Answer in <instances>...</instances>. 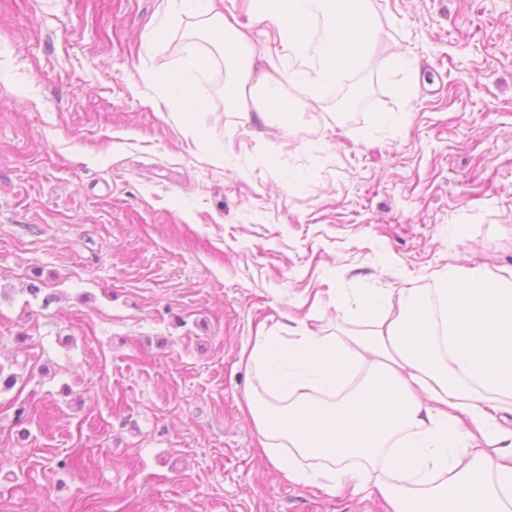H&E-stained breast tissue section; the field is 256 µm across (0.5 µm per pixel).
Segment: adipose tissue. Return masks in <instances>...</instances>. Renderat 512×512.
I'll return each mask as SVG.
<instances>
[{"label":"adipose tissue","instance_id":"ef3b65f1","mask_svg":"<svg viewBox=\"0 0 512 512\" xmlns=\"http://www.w3.org/2000/svg\"><path fill=\"white\" fill-rule=\"evenodd\" d=\"M250 11L274 22L291 51L316 41L319 65L289 74L291 100L220 0H166L165 11L168 24L189 14L215 33L225 104L247 121L287 125L304 96L366 59L378 36L373 0H250ZM209 65L187 46L183 72L159 79L161 104L199 114L191 83ZM437 279V306L414 288L391 302L370 295L358 310L365 331L258 336L242 348L255 379L248 415L288 479L377 491L392 512H512V448L488 413L512 402V273L458 267Z\"/></svg>","mask_w":512,"mask_h":512}]
</instances>
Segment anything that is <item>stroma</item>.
<instances>
[{"instance_id":"stroma-1","label":"stroma","mask_w":512,"mask_h":512,"mask_svg":"<svg viewBox=\"0 0 512 512\" xmlns=\"http://www.w3.org/2000/svg\"><path fill=\"white\" fill-rule=\"evenodd\" d=\"M226 7L258 65L312 69ZM374 8L375 64L287 128L225 109L213 57L195 138L154 106L194 19L151 40L162 0H0V512H391L278 471L239 363L360 331L366 295L512 270V0Z\"/></svg>"}]
</instances>
